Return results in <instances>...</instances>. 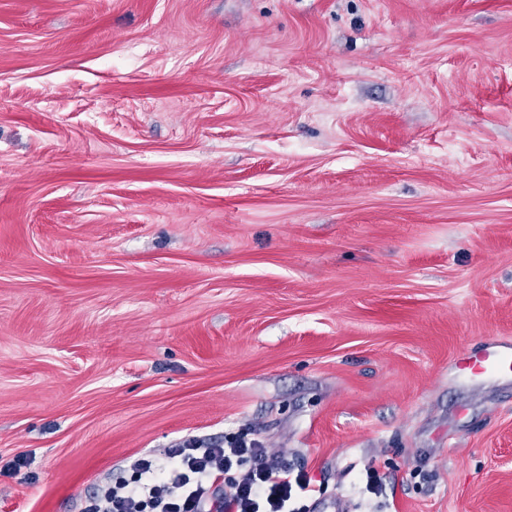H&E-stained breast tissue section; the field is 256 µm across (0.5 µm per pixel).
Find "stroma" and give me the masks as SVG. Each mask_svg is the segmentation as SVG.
Instances as JSON below:
<instances>
[{
    "label": "stroma",
    "mask_w": 512,
    "mask_h": 512,
    "mask_svg": "<svg viewBox=\"0 0 512 512\" xmlns=\"http://www.w3.org/2000/svg\"><path fill=\"white\" fill-rule=\"evenodd\" d=\"M495 338L512 0H0V512L245 428L305 512H512ZM457 368L460 375L467 380H498L512 375V350L501 346L479 356L465 352L459 356Z\"/></svg>",
    "instance_id": "obj_1"
}]
</instances>
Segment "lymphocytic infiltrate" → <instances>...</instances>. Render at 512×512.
I'll return each instance as SVG.
<instances>
[{"label":"lymphocytic infiltrate","instance_id":"obj_1","mask_svg":"<svg viewBox=\"0 0 512 512\" xmlns=\"http://www.w3.org/2000/svg\"><path fill=\"white\" fill-rule=\"evenodd\" d=\"M130 468V478L98 485L85 512H289L296 494L312 490L305 472L245 436L191 437Z\"/></svg>","mask_w":512,"mask_h":512}]
</instances>
